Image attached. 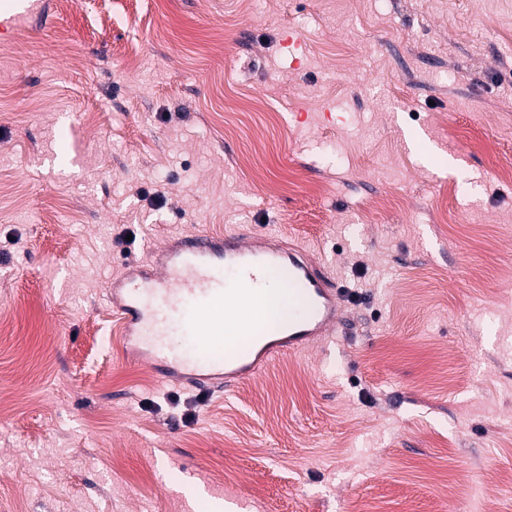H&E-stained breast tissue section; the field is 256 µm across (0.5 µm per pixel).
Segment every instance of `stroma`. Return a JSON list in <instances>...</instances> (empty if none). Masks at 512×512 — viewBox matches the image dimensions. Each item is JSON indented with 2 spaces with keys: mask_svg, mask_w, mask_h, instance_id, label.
<instances>
[{
  "mask_svg": "<svg viewBox=\"0 0 512 512\" xmlns=\"http://www.w3.org/2000/svg\"><path fill=\"white\" fill-rule=\"evenodd\" d=\"M49 3L0 40V512H512V0ZM238 225L349 320L159 384L109 281Z\"/></svg>",
  "mask_w": 512,
  "mask_h": 512,
  "instance_id": "1",
  "label": "stroma"
}]
</instances>
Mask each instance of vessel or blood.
Returning <instances> with one entry per match:
<instances>
[{
    "mask_svg": "<svg viewBox=\"0 0 512 512\" xmlns=\"http://www.w3.org/2000/svg\"><path fill=\"white\" fill-rule=\"evenodd\" d=\"M41 14L38 0H0V38L19 33ZM271 269L283 274L298 314L274 331L259 328L247 314L241 329L252 339L250 348L210 357L206 349L224 305L251 309ZM109 299L125 340L170 329L188 338L191 350L164 349L152 368L160 382L209 393L254 377L280 356L310 348L345 322L344 291L309 250L238 227L187 233L150 249L146 259L130 261L113 277Z\"/></svg>",
    "mask_w": 512,
    "mask_h": 512,
    "instance_id": "b4317fda",
    "label": "vessel or blood"
}]
</instances>
